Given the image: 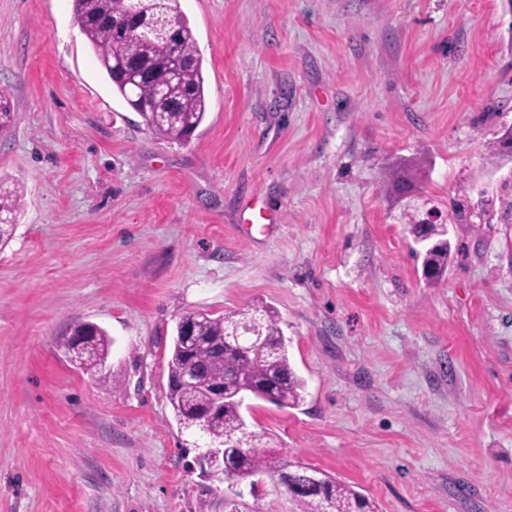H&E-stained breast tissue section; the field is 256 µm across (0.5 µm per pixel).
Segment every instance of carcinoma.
Masks as SVG:
<instances>
[{
  "instance_id": "cac0c4a2",
  "label": "carcinoma",
  "mask_w": 512,
  "mask_h": 512,
  "mask_svg": "<svg viewBox=\"0 0 512 512\" xmlns=\"http://www.w3.org/2000/svg\"><path fill=\"white\" fill-rule=\"evenodd\" d=\"M73 13L95 56L112 82L113 91L127 104L141 109L147 126L171 142L186 144L204 121L203 61L189 19L179 0H152L169 19L165 37L157 39L142 25V0H72ZM22 189L0 188V243L17 224ZM451 219L465 222L470 215L463 199L449 202ZM436 243L425 251L422 272L428 280L442 278L448 267L449 243L441 224L426 229ZM261 319L263 340L247 350L223 344L230 322L205 313H189L196 341L184 344L174 335L167 362L169 401L178 423L193 428L199 415L211 408V389L224 388V405L207 420L209 446L223 450L224 473L247 480L258 474L277 479L293 508L291 512H376L372 500L354 486L340 482L302 462H294L262 444L248 431L238 393L297 408L304 402L306 382L290 363L286 341L275 312L268 306L248 307L237 313ZM107 332L96 325L77 365L94 375L102 372L111 349ZM224 499V512H261L262 494Z\"/></svg>"
}]
</instances>
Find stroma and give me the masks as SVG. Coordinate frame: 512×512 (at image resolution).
<instances>
[{"label": "stroma", "instance_id": "35a3bbf8", "mask_svg": "<svg viewBox=\"0 0 512 512\" xmlns=\"http://www.w3.org/2000/svg\"><path fill=\"white\" fill-rule=\"evenodd\" d=\"M209 110L161 138L72 0H0V512H224L167 361L179 318L273 307L304 404L249 431L379 512H512L507 0H180ZM467 199L446 275L409 217ZM113 339L102 376L59 347ZM19 185L0 187V243L6 242L17 224L19 201L22 196Z\"/></svg>", "mask_w": 512, "mask_h": 512}]
</instances>
